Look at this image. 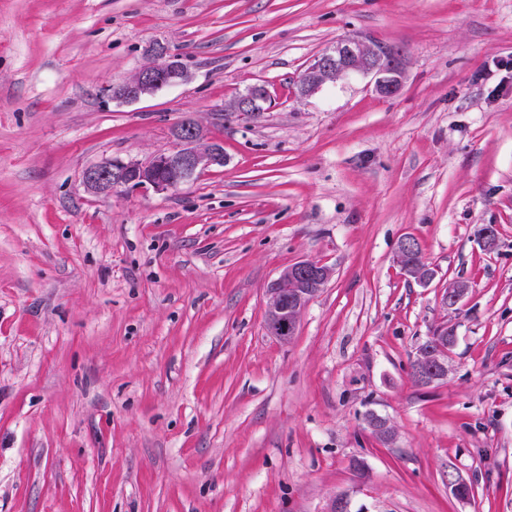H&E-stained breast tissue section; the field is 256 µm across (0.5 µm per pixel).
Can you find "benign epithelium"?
<instances>
[{
  "mask_svg": "<svg viewBox=\"0 0 512 512\" xmlns=\"http://www.w3.org/2000/svg\"><path fill=\"white\" fill-rule=\"evenodd\" d=\"M157 59L149 69L139 70L132 78L112 87V99L135 102L155 94L166 85L189 80L187 68L178 63L174 54L164 45L153 48ZM351 73H360L374 79L375 91L384 98L395 96L401 90L404 78L402 52L375 41L344 37L318 53L297 79L298 92L303 97L317 93L324 85ZM273 107L272 97L264 85H254L224 104V111L241 117L252 116L257 106ZM181 148L156 154L145 161H131L121 165L110 163L88 168L83 183L88 191L110 195L118 191L151 189L165 193L177 189L198 172L213 165L224 164V152L206 142L203 130L194 122L186 121L177 130ZM169 163L177 177L158 181L151 174L153 165ZM418 248L412 237L401 240L397 261L415 282L425 285L433 278L430 268H418L409 262ZM332 275L330 268L311 261H300L285 268L266 288L269 332L286 341L296 332L299 317L307 303L317 295ZM469 284L456 281L442 295L443 304L455 307L467 294ZM416 362L421 366L425 385L429 386L448 374V344L426 342L417 351Z\"/></svg>",
  "mask_w": 512,
  "mask_h": 512,
  "instance_id": "benign-epithelium-1",
  "label": "benign epithelium"
}]
</instances>
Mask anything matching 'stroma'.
<instances>
[{
  "label": "stroma",
  "mask_w": 512,
  "mask_h": 512,
  "mask_svg": "<svg viewBox=\"0 0 512 512\" xmlns=\"http://www.w3.org/2000/svg\"><path fill=\"white\" fill-rule=\"evenodd\" d=\"M343 36L401 50L395 97L298 96ZM155 42L190 80L109 99ZM509 60L512 0H0V512H512ZM257 83L274 108L225 112ZM188 118L223 165L86 191ZM300 260L332 277L283 341L265 292ZM441 329L448 375L416 385ZM418 243L413 237H405L401 240L398 252L397 261L407 275L415 280L418 284L425 285L433 278V272L429 267L418 268L409 262L410 257L416 252Z\"/></svg>",
  "instance_id": "1"
}]
</instances>
